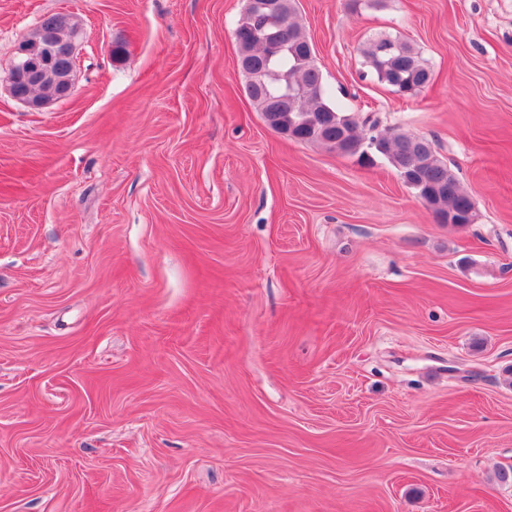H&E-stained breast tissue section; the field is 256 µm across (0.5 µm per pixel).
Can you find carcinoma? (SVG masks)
Wrapping results in <instances>:
<instances>
[{
	"mask_svg": "<svg viewBox=\"0 0 512 512\" xmlns=\"http://www.w3.org/2000/svg\"><path fill=\"white\" fill-rule=\"evenodd\" d=\"M282 8L287 18L282 28L271 25L264 11L249 7L235 28L239 57L262 73L264 82L258 89L251 81H246L245 93L257 111L265 112L266 102L273 101L283 120L292 116L304 122L301 130L308 141L334 149L337 141L348 137L349 128L355 121L330 96L315 64L312 46L296 21L293 0H283ZM364 56L377 78L400 96L416 95L431 78L426 60L399 37L375 39L364 49ZM404 138L406 135L395 132L371 136L366 146L360 149L356 143H351L350 154L370 161L378 153L373 144L387 151L391 142ZM426 145L429 152L425 159L416 155L401 158L395 155L391 166L397 171L416 169L425 184L444 189L440 196L432 199L437 215L446 217L450 211L467 210L471 206V197L432 150L431 141H426Z\"/></svg>",
	"mask_w": 512,
	"mask_h": 512,
	"instance_id": "carcinoma-1",
	"label": "carcinoma"
}]
</instances>
